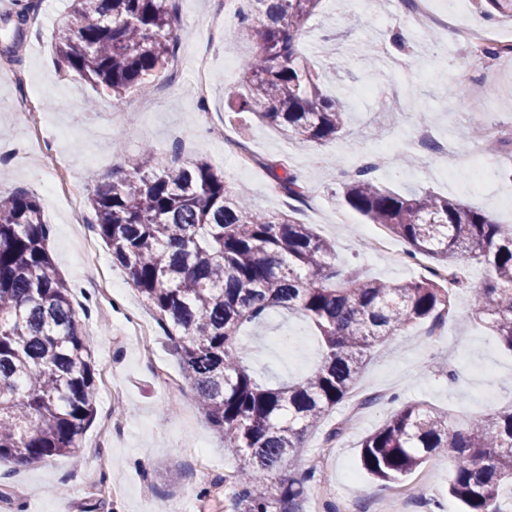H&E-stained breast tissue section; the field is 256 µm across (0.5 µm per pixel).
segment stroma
<instances>
[{
    "instance_id": "35a3bbf8",
    "label": "stroma",
    "mask_w": 512,
    "mask_h": 512,
    "mask_svg": "<svg viewBox=\"0 0 512 512\" xmlns=\"http://www.w3.org/2000/svg\"><path fill=\"white\" fill-rule=\"evenodd\" d=\"M36 2L38 22L24 30L13 68L39 87L40 103L35 112L19 116L14 100L23 85L0 75V192L22 188L37 197L51 227L55 266L72 288L74 306L88 311L84 329L97 369V416L79 456L32 466L0 463V512H234L233 487L224 476L234 472L235 459L205 422L191 384L181 380L179 358L162 327L153 325L151 336L133 341L129 315L146 317L149 309L138 292L122 297L105 289V279L121 281L125 275L113 265L90 221L97 178L151 143L160 163L170 162L177 152L187 159H206L230 187L244 190L256 207L274 212L286 210L288 199L259 162L281 160L306 191L300 220L332 242L340 268L387 281L417 278L430 259L408 258V244L379 225L374 232L388 251L375 253L365 235L366 220L339 194L341 172L383 146L388 164L373 174L379 186L458 198L499 223L512 224V179L498 174L480 192L464 188L471 170L460 158L471 148L474 115L465 90L454 80L457 69L469 68L487 89L492 109L486 121L512 126V68L471 62L465 45L443 32L434 38L410 33L413 51L401 69L367 66L363 47H372L382 58L395 56L391 35L405 26L403 0H322L306 25L302 49L323 93L343 98L350 109L340 137L302 144L237 110L235 101L245 86L241 63L252 45L230 36L203 39L212 22L211 0H175L180 19L175 57L182 67L166 71L151 92L131 90L118 109L107 93L55 60L56 24L71 0ZM193 49L208 58L203 97L196 92L193 64L187 59ZM398 85L403 88L400 105L384 111L370 100L361 108L352 106L365 87L382 93ZM429 120L458 145L459 158L448 162L454 183L433 177L439 163L435 155L412 164L398 160L412 127ZM223 135L247 145L257 164L242 170L225 164L218 143ZM117 140L124 154L114 150ZM72 204L85 218V254L65 221ZM471 309L469 295L459 291L440 338L432 337L425 322L396 332L372 351L355 393H374L378 400L357 427L335 441L318 468L319 481L307 487L305 512L314 503L332 505L340 497L358 498L370 508L396 501L408 512H428L427 502L440 499L444 512H460L445 494L454 472L452 460L431 459L403 480L385 484L361 469L359 452L363 437L405 402H423L460 419L512 404V353L493 332L470 321ZM243 341L247 365L266 384L300 380L321 361L314 328L285 311H273L263 323L247 326ZM159 363L180 379L179 396L168 394L155 369ZM114 390L122 395L121 414L128 423L101 440L97 433L114 412Z\"/></svg>"
}]
</instances>
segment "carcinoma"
I'll return each instance as SVG.
<instances>
[{"label": "carcinoma", "instance_id": "carcinoma-1", "mask_svg": "<svg viewBox=\"0 0 512 512\" xmlns=\"http://www.w3.org/2000/svg\"><path fill=\"white\" fill-rule=\"evenodd\" d=\"M236 34L256 51L242 68L247 93L237 107L293 138L322 143L341 135L344 102L324 95L300 51L320 0H238ZM486 14L512 19V0H478ZM177 14L170 0H73L57 29L55 58L121 105L174 61ZM147 146L97 181L93 224L126 280L159 315L209 426L236 456V512H303L315 469L277 473L309 432L358 383L371 350L394 332L449 312L461 256L482 271L471 288L473 319L512 352V225L457 198L383 188L358 169L344 174V202L407 242L412 258L433 261L403 282L361 279L336 268L335 249L296 218L306 202L287 164L259 163L295 204L256 209L204 159L156 170ZM38 199L0 195V462L36 464L73 455L97 415L95 361L71 288L49 251ZM281 308L308 318L323 357L311 374L268 386L249 372L243 326ZM451 458L448 496L464 512H506L500 485L512 481V405L459 421L423 403L404 404L364 436L360 464L395 482L432 457Z\"/></svg>", "mask_w": 512, "mask_h": 512}]
</instances>
